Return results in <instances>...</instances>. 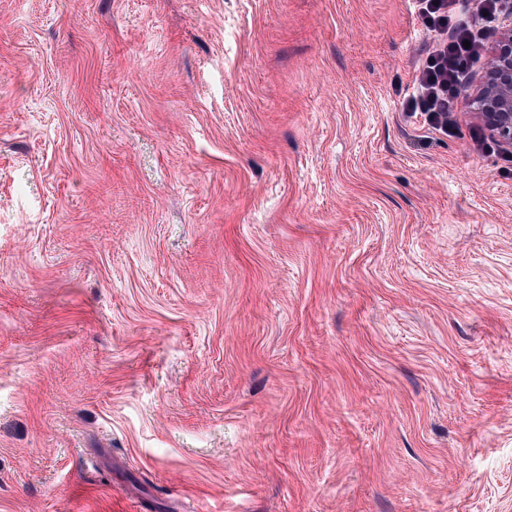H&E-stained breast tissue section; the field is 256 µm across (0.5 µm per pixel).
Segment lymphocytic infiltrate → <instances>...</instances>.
I'll return each instance as SVG.
<instances>
[{"label": "lymphocytic infiltrate", "mask_w": 512, "mask_h": 512, "mask_svg": "<svg viewBox=\"0 0 512 512\" xmlns=\"http://www.w3.org/2000/svg\"><path fill=\"white\" fill-rule=\"evenodd\" d=\"M458 0H410L412 12L431 34L414 70L403 112L420 120L427 131L454 133V111L465 91L470 70L481 61L496 32L501 0H470L460 13Z\"/></svg>", "instance_id": "f902f5d3"}]
</instances>
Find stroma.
Wrapping results in <instances>:
<instances>
[{
  "instance_id": "35a3bbf8",
  "label": "stroma",
  "mask_w": 512,
  "mask_h": 512,
  "mask_svg": "<svg viewBox=\"0 0 512 512\" xmlns=\"http://www.w3.org/2000/svg\"><path fill=\"white\" fill-rule=\"evenodd\" d=\"M406 0H0V512H512V158L404 116Z\"/></svg>"
}]
</instances>
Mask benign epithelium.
Wrapping results in <instances>:
<instances>
[{"label": "benign epithelium", "instance_id": "benign-epithelium-1", "mask_svg": "<svg viewBox=\"0 0 512 512\" xmlns=\"http://www.w3.org/2000/svg\"><path fill=\"white\" fill-rule=\"evenodd\" d=\"M471 97L493 133L512 144V26L500 35L486 74Z\"/></svg>", "mask_w": 512, "mask_h": 512}]
</instances>
